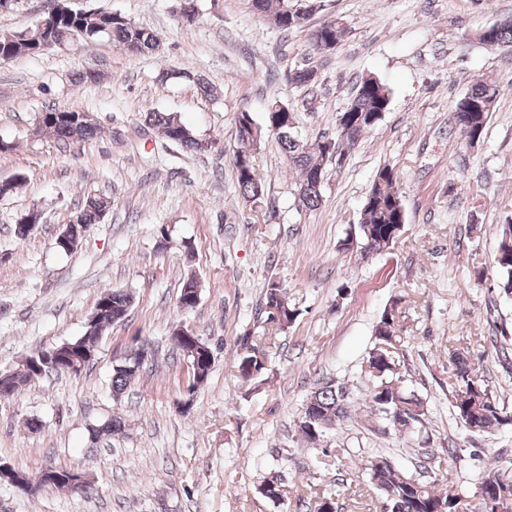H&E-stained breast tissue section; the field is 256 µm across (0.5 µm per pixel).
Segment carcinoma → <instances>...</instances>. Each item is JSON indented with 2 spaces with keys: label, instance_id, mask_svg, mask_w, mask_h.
I'll return each mask as SVG.
<instances>
[{
  "label": "carcinoma",
  "instance_id": "cac0c4a2",
  "mask_svg": "<svg viewBox=\"0 0 512 512\" xmlns=\"http://www.w3.org/2000/svg\"><path fill=\"white\" fill-rule=\"evenodd\" d=\"M310 7L301 14L292 7L297 0H251L253 10L265 17L279 18V29L288 32L307 26L310 14L316 11L317 0H306ZM48 20L44 26L30 27L7 36H0V64L20 57L38 56L43 52L41 44L52 41L66 45L110 40L130 56L154 54L160 43L155 34L138 25L119 11L98 9L94 12L73 10L68 0H57L52 10L43 15ZM343 36V28L335 21L313 28L309 41L316 51L333 48ZM479 39L492 45L512 44V22L487 27L480 31ZM498 87L477 80L454 105V121L459 134L470 141L483 139L489 113L498 96ZM390 103L389 89L376 79H364L357 83L356 90L347 109L336 119V137L333 151L324 149L322 140L312 145L301 142L293 132L277 135L279 144L288 162L300 170L298 203L306 209L321 204L323 162L336 160L341 167L346 159L344 146L355 144L369 129L377 125ZM86 114L80 106L72 103L61 109L51 108L39 113L35 131L64 143L79 142L93 138L98 124L82 119ZM146 123L162 130L164 137L191 152H203L212 143L200 138L175 115L166 112H150ZM262 136L251 113L243 111L235 120V136L239 148L233 159L235 177L241 196L254 202L262 196V180L258 174L255 156H242L247 141L253 136ZM398 172L392 166L380 168L360 212L358 231L366 250H382L395 242L391 232L405 221L404 207L398 191ZM111 207V199L89 194L78 206L72 221L89 227L99 222ZM495 269L500 294L512 300V224L499 228L495 253ZM131 296L119 289L104 291L95 304V320L86 326L83 336L69 342V347L39 350L31 355L39 366L26 365L10 375L9 393L22 390L32 376H45L54 372L68 371L65 358L79 352L91 357L96 352V343L103 332L112 326V315L128 312ZM275 307L283 312L286 323L275 325L279 331L295 320L297 310L290 307L288 293L273 281L268 284L262 303V313L269 314ZM400 321L399 310L386 309L374 329V345L361 366V375L370 385L367 405L374 419L383 424L380 433L390 430L413 433L423 425L424 405L420 397L408 390L401 375V358L405 357L401 337L395 334ZM265 346L252 337L244 338L238 352V368L244 370L243 378L254 371L258 374L266 369ZM452 373L448 375V400L453 413L471 433H484L512 426V413L500 406L497 397L485 382L474 375L470 356L458 349L449 351ZM135 374L122 370L113 371L112 389L122 394L134 380ZM350 388L330 379L318 384L307 395L303 408L311 411L315 421H307V414L300 413L295 420V432L307 444L322 442L326 433L349 419ZM362 470L380 496L391 505V512H448V498H453V512H503L512 508V472L502 468L485 467L478 479L472 498L452 490L437 493L431 485L396 467L386 456L377 454L368 457ZM341 496L338 490H327L317 485L306 489L309 512H325L338 508Z\"/></svg>",
  "mask_w": 512,
  "mask_h": 512
}]
</instances>
